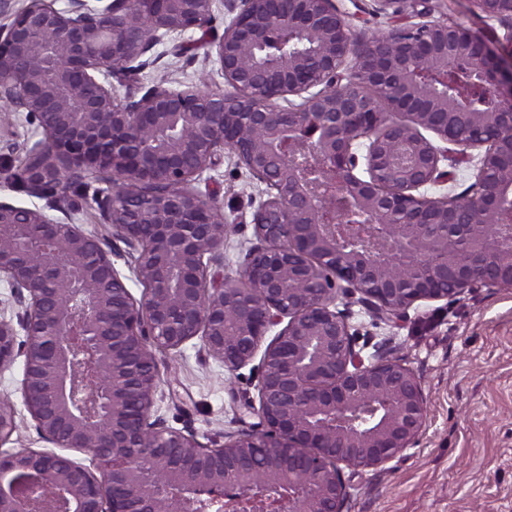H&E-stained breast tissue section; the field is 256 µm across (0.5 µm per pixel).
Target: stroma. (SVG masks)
<instances>
[{
    "label": "stroma",
    "instance_id": "obj_1",
    "mask_svg": "<svg viewBox=\"0 0 512 512\" xmlns=\"http://www.w3.org/2000/svg\"><path fill=\"white\" fill-rule=\"evenodd\" d=\"M431 19L477 30L489 43L503 41L505 27L474 11L471 0H430ZM188 33L191 49L156 45L147 66L119 97L142 96L166 79L195 83L206 75L224 89L218 65ZM35 134L22 117L0 113V199L32 205L15 175ZM448 181L427 187L429 196L457 195L474 182L477 156L449 150ZM224 205L231 232L220 273L236 277L254 242L251 213L266 187L225 157L198 185ZM362 339L402 360L418 377L428 402V422L415 446L380 470L344 469L350 486L346 512H512V288H478L460 298L409 309L394 324L377 321L355 299H343ZM159 387L154 414L167 427L194 433L207 446L250 429L258 418L247 404L258 399L257 362L231 371L203 352L199 340L156 355Z\"/></svg>",
    "mask_w": 512,
    "mask_h": 512
}]
</instances>
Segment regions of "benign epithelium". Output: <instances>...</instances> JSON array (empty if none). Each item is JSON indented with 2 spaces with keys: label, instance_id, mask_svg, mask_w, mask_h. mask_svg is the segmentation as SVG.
<instances>
[{
  "label": "benign epithelium",
  "instance_id": "obj_1",
  "mask_svg": "<svg viewBox=\"0 0 512 512\" xmlns=\"http://www.w3.org/2000/svg\"><path fill=\"white\" fill-rule=\"evenodd\" d=\"M214 2L27 0L0 27V100L39 135L22 185L46 200H0V371L23 358L21 402L42 439L92 458L0 451V512H344L340 465L383 468L414 447L428 406L405 363L363 356L337 301L391 322L417 302L512 288V234L481 236L454 199L420 192L447 182L448 146L476 150L469 208L498 222L512 196V60L460 24L410 22L429 0H377L397 22L378 39L335 0H230L237 14L207 42L227 90L161 81L119 100L112 80L210 28ZM473 3L509 24L511 44L512 0ZM461 58L495 108L430 88L420 64L446 73ZM289 96L301 104L282 106ZM226 153L267 195L234 278L212 273L223 205L195 188ZM96 177L109 184L94 198L103 223L135 253L138 298L121 253L74 222V195ZM196 338L231 371L261 355L259 422L217 448L153 418L155 351ZM15 427L0 400V447Z\"/></svg>",
  "mask_w": 512,
  "mask_h": 512
}]
</instances>
